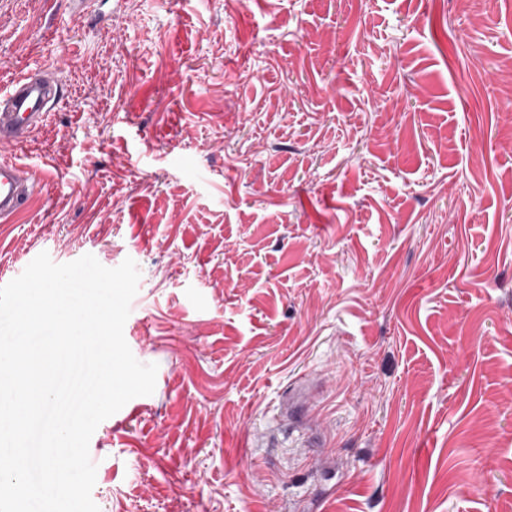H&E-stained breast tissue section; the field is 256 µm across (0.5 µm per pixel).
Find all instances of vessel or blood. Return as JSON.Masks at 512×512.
<instances>
[{
    "label": "vessel or blood",
    "instance_id": "1",
    "mask_svg": "<svg viewBox=\"0 0 512 512\" xmlns=\"http://www.w3.org/2000/svg\"><path fill=\"white\" fill-rule=\"evenodd\" d=\"M61 97L58 83L41 68L28 69L0 91V222L27 212L35 179L8 155L44 122Z\"/></svg>",
    "mask_w": 512,
    "mask_h": 512
}]
</instances>
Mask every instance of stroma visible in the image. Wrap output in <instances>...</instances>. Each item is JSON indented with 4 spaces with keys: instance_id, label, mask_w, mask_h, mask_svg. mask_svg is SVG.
I'll return each instance as SVG.
<instances>
[{
    "instance_id": "obj_1",
    "label": "stroma",
    "mask_w": 512,
    "mask_h": 512,
    "mask_svg": "<svg viewBox=\"0 0 512 512\" xmlns=\"http://www.w3.org/2000/svg\"><path fill=\"white\" fill-rule=\"evenodd\" d=\"M0 286L125 259L100 512H512V0H0ZM58 83L41 68L28 69L0 91V222L27 212L36 181L5 152L25 142L60 101Z\"/></svg>"
}]
</instances>
